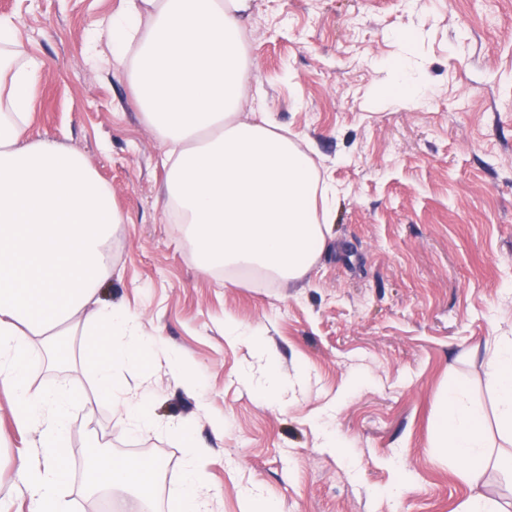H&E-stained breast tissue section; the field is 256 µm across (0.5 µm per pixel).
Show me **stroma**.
<instances>
[{
	"label": "stroma",
	"mask_w": 512,
	"mask_h": 512,
	"mask_svg": "<svg viewBox=\"0 0 512 512\" xmlns=\"http://www.w3.org/2000/svg\"><path fill=\"white\" fill-rule=\"evenodd\" d=\"M121 0H0L42 64L34 135L81 154L124 216L101 304L138 317L177 352L194 385L156 357L115 366L111 396L65 337V373L29 363L32 388L66 380L62 492L102 512L85 487L92 438L118 459L154 460L150 512H171L188 423L215 512H247L254 490L279 512H456L470 495L512 499V450L499 447L485 361L512 336V0H255L243 28L245 107L270 113L337 186L330 235L297 281L259 269L204 272L163 207L162 148L145 123L106 24ZM245 337L224 336L225 322ZM287 381L271 403L250 335ZM464 386L485 413L496 461L464 479L434 447L438 401ZM147 393L154 428L133 431L126 396ZM224 421L216 432L212 419ZM34 436L0 386V512H28L22 483Z\"/></svg>",
	"instance_id": "stroma-1"
}]
</instances>
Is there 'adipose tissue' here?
<instances>
[{"mask_svg": "<svg viewBox=\"0 0 512 512\" xmlns=\"http://www.w3.org/2000/svg\"><path fill=\"white\" fill-rule=\"evenodd\" d=\"M254 0H122L112 40L130 52L135 100L160 141L168 167L164 208L193 238L203 269L261 268L294 280L323 247L311 158L268 116H247L249 63L242 43ZM0 379L16 397L15 421L37 435L39 457L23 477L31 512H70L61 488L68 457L64 426L75 398L67 384L35 390L26 379L32 338L80 330L83 354L102 394L112 368L153 358L156 343L136 316L99 304L112 273L110 242L123 216L112 190L80 154L29 133V89L40 63L16 38L12 16H0ZM496 390L495 414L512 434V338L486 364ZM437 447L451 449L468 478L491 457L484 413L464 392L438 402ZM185 483L176 512H210L197 468L199 450L185 424ZM153 461L97 457L85 479L98 491L154 484Z\"/></svg>", "mask_w": 512, "mask_h": 512, "instance_id": "1", "label": "adipose tissue"}]
</instances>
